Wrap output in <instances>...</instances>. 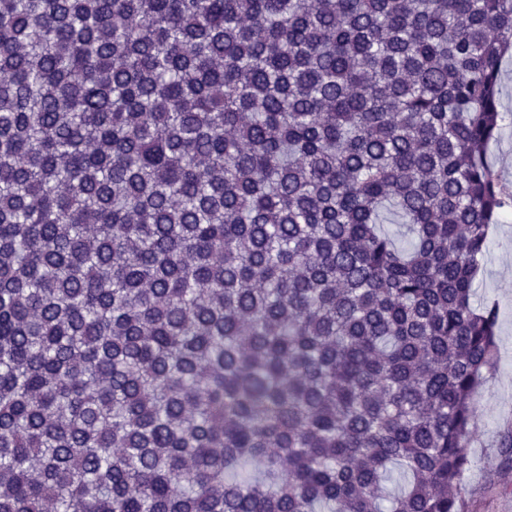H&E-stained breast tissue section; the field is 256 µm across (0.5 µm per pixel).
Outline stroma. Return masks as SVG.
<instances>
[{
	"instance_id": "obj_1",
	"label": "stroma",
	"mask_w": 512,
	"mask_h": 512,
	"mask_svg": "<svg viewBox=\"0 0 512 512\" xmlns=\"http://www.w3.org/2000/svg\"><path fill=\"white\" fill-rule=\"evenodd\" d=\"M477 286L478 300L497 302L499 323L496 364L474 398L477 431L463 477L465 512H512V453L501 446L512 426V219L492 225Z\"/></svg>"
}]
</instances>
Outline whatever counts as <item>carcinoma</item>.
Segmentation results:
<instances>
[{
  "label": "carcinoma",
  "mask_w": 512,
  "mask_h": 512,
  "mask_svg": "<svg viewBox=\"0 0 512 512\" xmlns=\"http://www.w3.org/2000/svg\"><path fill=\"white\" fill-rule=\"evenodd\" d=\"M509 53L512 0H0V512H463Z\"/></svg>",
  "instance_id": "obj_1"
}]
</instances>
